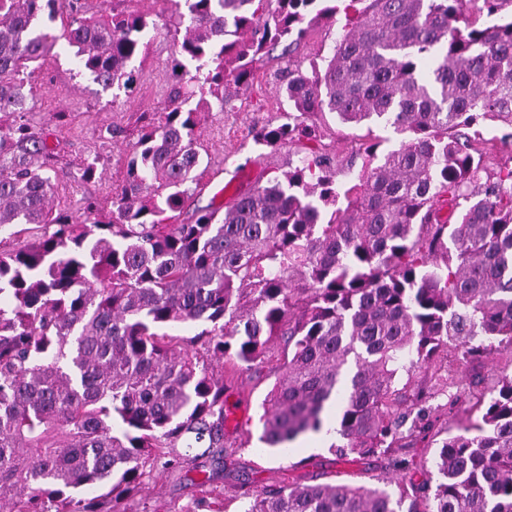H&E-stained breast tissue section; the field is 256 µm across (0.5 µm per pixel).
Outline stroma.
<instances>
[{"label":"stroma","instance_id":"obj_1","mask_svg":"<svg viewBox=\"0 0 512 512\" xmlns=\"http://www.w3.org/2000/svg\"><path fill=\"white\" fill-rule=\"evenodd\" d=\"M341 21L322 20L313 24L306 38L294 53L299 63H307L314 55L330 54L341 33ZM172 37L159 30L147 55L135 62L137 81L131 91L102 90L88 76L80 74L74 50L65 40H58L46 55L43 78L33 86L32 119L37 125H50L63 151L58 164V188L52 199L54 207L79 213L81 199L91 194L98 198L102 211L112 209V193L122 179V162L132 153L135 136L104 141L101 126H124L135 112H158L164 106L167 90L175 77ZM278 60L265 58L256 65L252 89L236 99L225 112H204L196 134L204 147L202 161L207 166V180L201 203H208L216 187L232 184L243 190L257 182L287 171L299 162L297 148L284 144L274 149L256 151L248 133L252 125H278L284 106L278 95L275 74ZM66 113L63 124H54V113ZM323 142L336 155V181L349 186L361 167V153L366 144L379 141L388 148L397 147L401 133L381 123L344 125L332 114L322 119ZM505 126L497 121L486 122L473 145L482 153L489 172L512 167V140H506ZM97 159V177L91 182H77L78 165L84 159ZM284 363L282 343L271 347L265 366L251 370L232 363L224 365V392L228 402L237 404L240 414L224 426L228 450L224 455V505L227 512H246L249 495L263 487L298 481L301 483H345L355 486L379 487L398 492L402 474L392 470L381 457L361 458L355 455L337 459L330 448L318 447V434L297 439L290 450L274 452L260 441L261 404ZM463 386L458 401L437 423L435 434L408 441L406 453L417 464L415 481L436 486L439 475L433 465L444 439L462 432L477 435L481 414L473 409L476 393L492 395L502 374L512 372V358L500 351H491L482 360L466 367H453ZM200 472L191 476L178 473H156L146 499L137 501L136 512H178L191 498L192 483Z\"/></svg>","mask_w":512,"mask_h":512}]
</instances>
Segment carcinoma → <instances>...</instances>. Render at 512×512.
<instances>
[{"instance_id": "1", "label": "carcinoma", "mask_w": 512, "mask_h": 512, "mask_svg": "<svg viewBox=\"0 0 512 512\" xmlns=\"http://www.w3.org/2000/svg\"><path fill=\"white\" fill-rule=\"evenodd\" d=\"M177 80L141 113L123 183L102 213L51 205L57 145L31 122L49 29L104 90H129L157 24L125 9L83 17L81 0H0V509L131 512L154 472L224 459V360L247 369L279 338L286 372L263 400L261 441L288 449L321 431L341 399L336 456L386 457L438 421L466 364L512 351V169L483 179L481 123L512 126V0H183ZM494 22L460 27L470 13ZM344 14L331 55L286 65L284 121L257 147L306 143L299 164L220 210L201 194L195 129L246 92L254 64L290 57L308 25ZM381 120L408 139L364 149L356 182L336 184L315 117ZM473 131L469 135L465 130ZM192 207L189 222L177 220ZM448 208L454 220L440 217ZM224 215H219V212ZM201 330L177 334L184 325ZM434 368L423 389L399 371ZM483 407L482 434L445 439L441 477L393 497L347 484L271 486L246 512H512V375ZM179 512H224L211 473ZM105 492L84 498L85 487Z\"/></svg>"}]
</instances>
